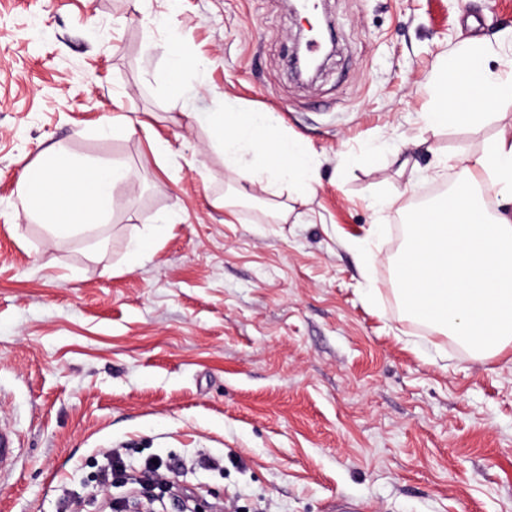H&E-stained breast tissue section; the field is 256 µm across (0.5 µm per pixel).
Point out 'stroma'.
Wrapping results in <instances>:
<instances>
[{"label": "stroma", "mask_w": 512, "mask_h": 512, "mask_svg": "<svg viewBox=\"0 0 512 512\" xmlns=\"http://www.w3.org/2000/svg\"><path fill=\"white\" fill-rule=\"evenodd\" d=\"M319 13L336 53L303 85L286 0H0V425L19 457L0 512H65L110 448L128 477L162 457L180 497L231 512H512V347L473 358L394 293L408 209L458 175L440 161L512 127V103L476 128L422 120L462 41L512 54V0ZM173 32L204 62L180 97ZM226 104L271 113L317 163L287 222L212 147ZM51 146L130 169L93 233L21 209ZM238 192L252 203L213 207Z\"/></svg>", "instance_id": "1"}]
</instances>
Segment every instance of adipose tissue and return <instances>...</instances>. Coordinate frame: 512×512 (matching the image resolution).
<instances>
[{
  "mask_svg": "<svg viewBox=\"0 0 512 512\" xmlns=\"http://www.w3.org/2000/svg\"><path fill=\"white\" fill-rule=\"evenodd\" d=\"M488 48L477 42L440 61L432 100L422 114L427 127L445 129L464 121L472 125L512 102V73L489 68ZM472 70L481 94L470 112L456 110L466 93L457 73ZM210 137L224 155V168L236 181L265 182L271 195L287 188L298 199L313 191L317 169L308 151L279 131L264 112L211 113ZM254 157L245 164L244 153ZM460 177L442 207L447 221H411L397 271L396 292L410 318L453 338L479 357H494L512 344V218L490 216L483 196L512 200V130L501 131L479 153L456 156ZM94 184L87 194H42L33 185L67 181L82 187L87 175ZM129 178L121 163L73 157L56 148L30 167L19 199L24 213L48 224L54 236H68L105 223L112 200Z\"/></svg>",
  "mask_w": 512,
  "mask_h": 512,
  "instance_id": "ef3b65f1",
  "label": "adipose tissue"
}]
</instances>
